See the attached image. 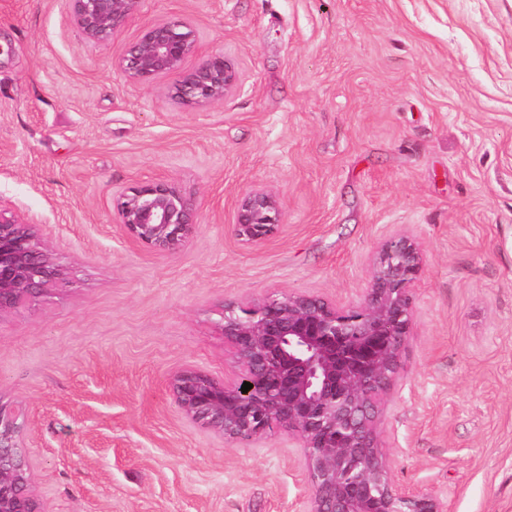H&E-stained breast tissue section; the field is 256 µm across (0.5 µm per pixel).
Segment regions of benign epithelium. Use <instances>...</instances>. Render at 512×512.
<instances>
[{"label":"benign epithelium","instance_id":"benign-epithelium-1","mask_svg":"<svg viewBox=\"0 0 512 512\" xmlns=\"http://www.w3.org/2000/svg\"><path fill=\"white\" fill-rule=\"evenodd\" d=\"M85 42L114 40L142 0H68ZM127 80H167L170 100L187 109L222 102L241 75L222 50L205 51L185 17L145 23L115 59ZM197 197L175 182L136 184L112 196V218L130 244L176 254L195 232ZM284 223L277 195L265 188L240 198L232 231L239 242L268 241ZM423 255L405 235L386 240L356 302L276 291L227 303L220 324L231 353L222 375L187 366L169 378L177 411L196 428L248 446L276 430L299 443L307 487L305 512H444L431 494L395 484L380 450L381 406L399 369L413 316ZM69 268L48 252L31 225L0 208V316L69 289ZM252 388L242 392L243 383ZM29 416L0 403V512H52L34 487L27 445Z\"/></svg>","mask_w":512,"mask_h":512}]
</instances>
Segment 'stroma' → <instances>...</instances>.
Masks as SVG:
<instances>
[{"instance_id":"35a3bbf8","label":"stroma","mask_w":512,"mask_h":512,"mask_svg":"<svg viewBox=\"0 0 512 512\" xmlns=\"http://www.w3.org/2000/svg\"><path fill=\"white\" fill-rule=\"evenodd\" d=\"M170 16L238 64L225 101L183 110L114 69ZM154 179L201 203L175 255L112 221L113 193ZM255 187L284 222L245 246ZM0 207L73 277L0 316V402L29 409L53 512H303L296 441L202 432L168 377L230 366L225 302L357 301L397 233L425 263L380 426L392 478L445 512H512V0H143L99 47L67 0H0ZM283 222L277 195L265 188H255L240 198L232 231L243 245L256 246L268 241Z\"/></svg>"}]
</instances>
